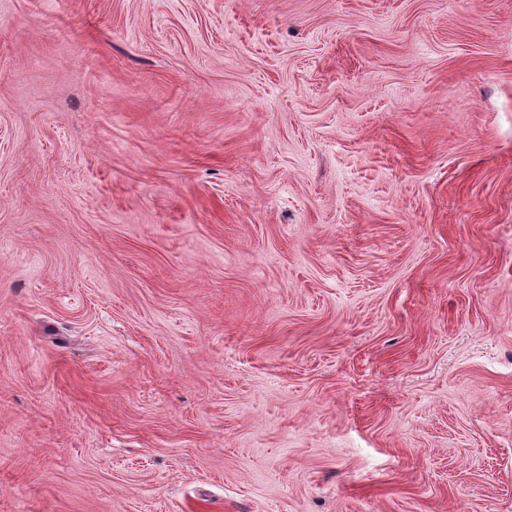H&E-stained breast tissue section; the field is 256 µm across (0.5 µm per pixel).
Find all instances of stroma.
Wrapping results in <instances>:
<instances>
[{
    "label": "stroma",
    "instance_id": "35a3bbf8",
    "mask_svg": "<svg viewBox=\"0 0 512 512\" xmlns=\"http://www.w3.org/2000/svg\"><path fill=\"white\" fill-rule=\"evenodd\" d=\"M0 512H512V0H0Z\"/></svg>",
    "mask_w": 512,
    "mask_h": 512
}]
</instances>
